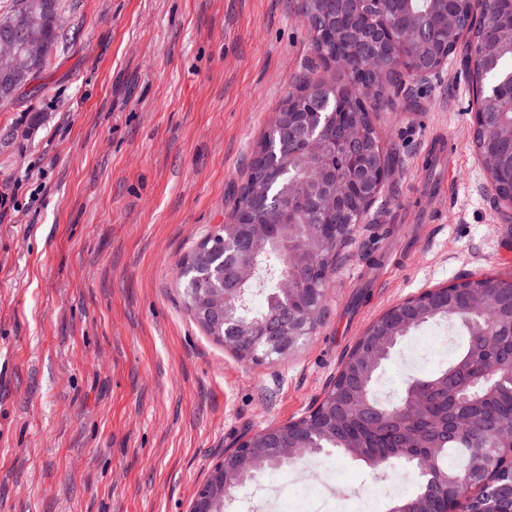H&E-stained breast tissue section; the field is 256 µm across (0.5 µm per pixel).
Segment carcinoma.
Listing matches in <instances>:
<instances>
[{
  "label": "carcinoma",
  "instance_id": "1",
  "mask_svg": "<svg viewBox=\"0 0 512 512\" xmlns=\"http://www.w3.org/2000/svg\"><path fill=\"white\" fill-rule=\"evenodd\" d=\"M328 0H301L299 12L317 30L310 31L311 49L321 65L335 62L355 52L357 46L348 38L324 29ZM413 13L429 20L426 29L406 37L403 20ZM58 0H12L10 10L0 15V36L21 18L31 21L32 34L46 41L51 48L58 46L61 26ZM490 16L503 24L512 22V0H393L389 13L391 37L408 60L434 59L438 54L453 55L463 37L479 42L489 55L497 57L493 70H483V63L466 48L462 58L464 70L470 81L482 78L497 85L512 74V52H498L497 36L487 29L481 18ZM338 87L350 96L364 94L366 77L358 71L342 69ZM414 74L394 66L388 67L387 82L374 107L394 104V99L404 93ZM319 81L302 75L296 90L288 94L286 103L297 104L302 91L313 92ZM483 112L479 127L473 131V144L478 153L489 149L499 157L500 167L495 176L498 196L512 195V112L505 111L497 102L488 101L481 106ZM349 119L359 124L366 135L378 137L373 110L360 108L349 113ZM288 123V113L282 112L265 138L258 144L250 165V175L233 204V212L245 213L249 222H259L264 204L272 197L283 194L284 184L271 176L274 168L286 169L294 174L306 175L312 165L333 152L322 153V145L329 143L331 126H320L321 137L307 149L287 148L282 142L281 128ZM320 203L308 213L305 224H286L278 234L262 242L252 254L236 250L237 242L244 237L246 225L229 222L209 235L182 262L179 271L180 287L186 309L203 326L206 332L224 343L239 359L253 360L263 356L267 362L284 357V354L264 343H252L225 337L224 324L207 318L201 306L209 297V289L216 280L206 274L224 263V276L230 277L236 261L240 260L253 269L251 278L243 285L237 299V315L244 321H272L288 309V297L277 287L269 286L276 267L286 268L291 262H306L304 291L299 300L309 306L316 305L327 293L328 280L324 271L336 267L343 248L352 240L349 233L332 227L328 218L319 211ZM265 290L261 309H246L251 291ZM492 292L498 297L496 324L503 336L512 327V279L484 276L467 279L452 286V294L424 292L414 301V318L404 325L399 309L389 308L373 321L359 336L341 363V369L323 400L306 415L286 424L257 432L246 438L235 452L225 458L228 465L244 468V481H252L269 469L286 463L283 449L295 448L296 460L325 452H336L360 461L373 472L405 468L420 473L414 457L416 449L426 446L441 449L436 465L450 473L470 468L476 448L485 437H499L507 444L504 427L512 426V396L490 389L482 374L470 368L472 349L484 336L486 324L469 309V299L474 293ZM454 310L448 311V302ZM430 323L446 324L462 337L448 358V362L426 375L408 378L402 393L394 399L379 396L375 390L379 374L396 348L415 329ZM422 384L420 393L430 399L432 407L427 417L416 422L395 418L392 411L402 405L409 393ZM460 417L465 424L448 432V418ZM436 502L433 486L419 479L415 490L393 499L386 512H422Z\"/></svg>",
  "mask_w": 512,
  "mask_h": 512
}]
</instances>
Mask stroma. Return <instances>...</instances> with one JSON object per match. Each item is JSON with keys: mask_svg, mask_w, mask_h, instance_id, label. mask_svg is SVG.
<instances>
[{"mask_svg": "<svg viewBox=\"0 0 512 512\" xmlns=\"http://www.w3.org/2000/svg\"><path fill=\"white\" fill-rule=\"evenodd\" d=\"M59 3L37 92L0 104V512H187L241 436L322 398L384 311L512 273V207L473 145L455 58L377 113L399 164L329 277L317 333L273 363L238 360L186 311L177 265L227 221L311 64L299 0ZM319 465L345 512H385L366 466Z\"/></svg>", "mask_w": 512, "mask_h": 512, "instance_id": "obj_1", "label": "stroma"}]
</instances>
